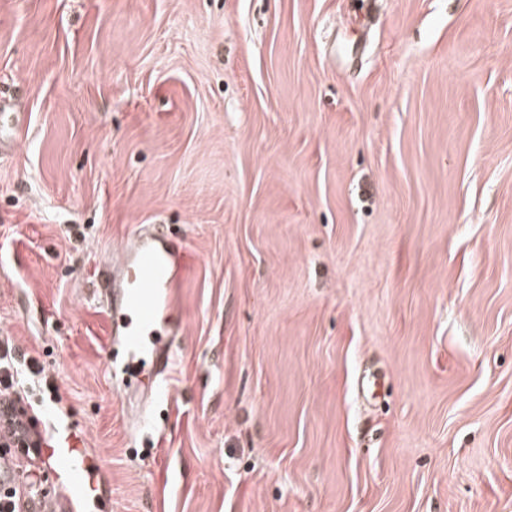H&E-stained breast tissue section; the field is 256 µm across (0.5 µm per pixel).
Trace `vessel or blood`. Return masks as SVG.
<instances>
[{
	"instance_id": "b4317fda",
	"label": "vessel or blood",
	"mask_w": 512,
	"mask_h": 512,
	"mask_svg": "<svg viewBox=\"0 0 512 512\" xmlns=\"http://www.w3.org/2000/svg\"><path fill=\"white\" fill-rule=\"evenodd\" d=\"M20 113L7 109L0 96V155L18 145ZM196 264V257L183 242L172 238L162 224L138 226L121 246L117 258L100 272L99 292L109 322V344L120 348L127 376L123 399L160 395L174 361L171 337L181 331L177 294ZM42 456L61 475V489L70 501L86 507L97 500L88 452L69 432L44 443Z\"/></svg>"
}]
</instances>
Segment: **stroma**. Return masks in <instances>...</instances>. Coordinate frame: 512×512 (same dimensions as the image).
<instances>
[{"label": "stroma", "mask_w": 512, "mask_h": 512, "mask_svg": "<svg viewBox=\"0 0 512 512\" xmlns=\"http://www.w3.org/2000/svg\"><path fill=\"white\" fill-rule=\"evenodd\" d=\"M0 0V342L94 512H512V0ZM197 264L124 422L102 263ZM21 112H9L7 110V99L0 96V155L3 156L7 151H14L18 145L19 137L17 130L22 124L23 117ZM5 129H9L11 137L5 139L3 134Z\"/></svg>", "instance_id": "stroma-1"}]
</instances>
